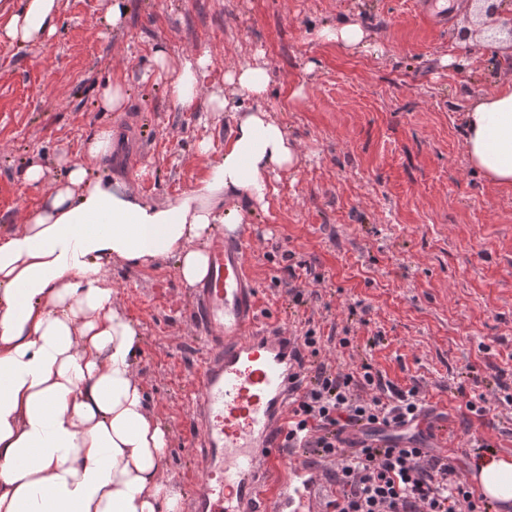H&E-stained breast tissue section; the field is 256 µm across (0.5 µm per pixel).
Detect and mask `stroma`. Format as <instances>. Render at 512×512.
Masks as SVG:
<instances>
[{
  "label": "stroma",
  "mask_w": 512,
  "mask_h": 512,
  "mask_svg": "<svg viewBox=\"0 0 512 512\" xmlns=\"http://www.w3.org/2000/svg\"><path fill=\"white\" fill-rule=\"evenodd\" d=\"M435 26L417 0H128L121 27L109 0H61L54 35L21 48L0 42V230L36 208L32 159L62 177L59 157L81 160L99 126L135 130L142 165L117 158L97 173L128 180L157 202L205 175L200 141L219 156L231 112L208 92L239 62L262 54L271 75L264 109L298 142L297 169L273 179L267 206L245 197L240 233L262 314L294 335L315 328L319 361L348 372L370 364L401 389H417L448 425L449 460L472 469L474 448L512 456V186L490 184L464 150L463 114L474 98L512 81V48L481 39L469 6ZM359 23L367 47L318 40L326 25ZM171 59L208 55L195 107L173 106L153 50ZM121 77L124 111L97 105ZM300 97H292L293 89ZM114 299L141 334L136 371L150 412L168 431L164 473L188 512L198 478L188 411L196 396L190 287L172 261L113 264ZM302 293L293 301L290 292ZM484 394L476 416L467 396Z\"/></svg>",
  "instance_id": "stroma-1"
}]
</instances>
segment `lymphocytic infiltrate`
<instances>
[{
  "instance_id": "obj_1",
  "label": "lymphocytic infiltrate",
  "mask_w": 512,
  "mask_h": 512,
  "mask_svg": "<svg viewBox=\"0 0 512 512\" xmlns=\"http://www.w3.org/2000/svg\"><path fill=\"white\" fill-rule=\"evenodd\" d=\"M303 380L292 424L298 447L336 462L334 512H491L447 455L402 435L427 410L416 389L383 383L366 363L347 373L320 363L304 369ZM357 426L393 434L382 446L344 439Z\"/></svg>"
}]
</instances>
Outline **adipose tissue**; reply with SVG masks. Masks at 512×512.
Returning <instances> with one entry per match:
<instances>
[{"mask_svg":"<svg viewBox=\"0 0 512 512\" xmlns=\"http://www.w3.org/2000/svg\"><path fill=\"white\" fill-rule=\"evenodd\" d=\"M61 0H0V41L42 45ZM154 59L172 103L197 101L207 56ZM234 93L264 98L262 55L224 76ZM465 154L491 183L512 185V83L475 99L465 116ZM114 150L111 126L82 144L41 205L0 232V512H177L181 493L164 475L166 428L149 412L136 370L140 334L114 300L113 263L149 268L170 260L188 286L205 278L207 245L234 234L242 196L261 205L272 177L297 168L285 125L258 107L235 113L224 152L180 196L153 202L129 181L92 176ZM483 495L512 501V461L477 462Z\"/></svg>","mask_w":512,"mask_h":512,"instance_id":"obj_1","label":"adipose tissue"}]
</instances>
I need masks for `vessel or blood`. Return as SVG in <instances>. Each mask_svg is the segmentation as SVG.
Wrapping results in <instances>:
<instances>
[{"label": "vessel or blood", "instance_id": "1", "mask_svg": "<svg viewBox=\"0 0 512 512\" xmlns=\"http://www.w3.org/2000/svg\"><path fill=\"white\" fill-rule=\"evenodd\" d=\"M249 248L243 236L215 239L194 290L204 351L189 410L200 471L191 512H328L320 468L282 452L303 349L260 314Z\"/></svg>", "mask_w": 512, "mask_h": 512}]
</instances>
